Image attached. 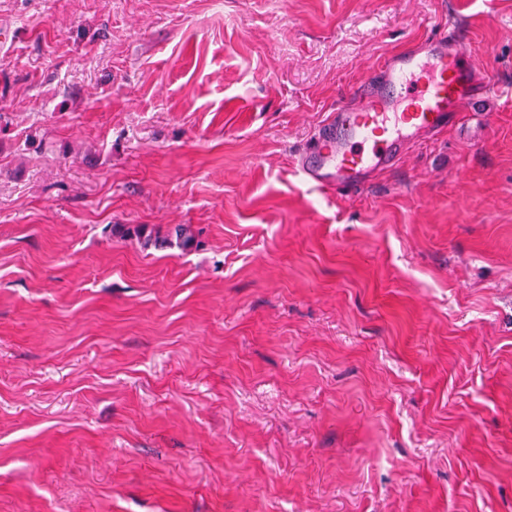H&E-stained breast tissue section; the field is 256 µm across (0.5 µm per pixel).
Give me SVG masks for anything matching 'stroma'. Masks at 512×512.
Here are the masks:
<instances>
[{
  "label": "stroma",
  "instance_id": "obj_1",
  "mask_svg": "<svg viewBox=\"0 0 512 512\" xmlns=\"http://www.w3.org/2000/svg\"><path fill=\"white\" fill-rule=\"evenodd\" d=\"M451 19L512 88V0H0V512H512V95L293 165ZM175 238V241L173 239ZM195 243V234L189 225H178L174 229L171 237H155L149 234L144 238L143 247H172L173 245L180 249L183 253L192 250Z\"/></svg>",
  "mask_w": 512,
  "mask_h": 512
}]
</instances>
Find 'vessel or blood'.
Wrapping results in <instances>:
<instances>
[{"label": "vessel or blood", "mask_w": 512, "mask_h": 512, "mask_svg": "<svg viewBox=\"0 0 512 512\" xmlns=\"http://www.w3.org/2000/svg\"><path fill=\"white\" fill-rule=\"evenodd\" d=\"M452 26L384 59L355 89L352 105L330 113L296 169L319 190H357L393 168L409 145L453 126L462 107L491 95Z\"/></svg>", "instance_id": "obj_1"}]
</instances>
